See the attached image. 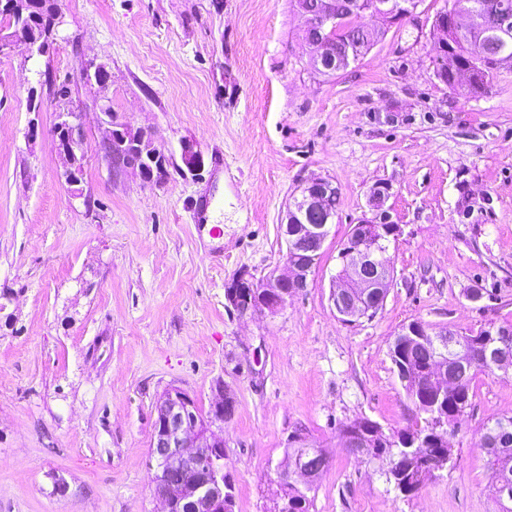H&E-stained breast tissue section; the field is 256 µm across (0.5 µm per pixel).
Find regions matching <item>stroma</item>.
<instances>
[{"label": "stroma", "instance_id": "35a3bbf8", "mask_svg": "<svg viewBox=\"0 0 512 512\" xmlns=\"http://www.w3.org/2000/svg\"><path fill=\"white\" fill-rule=\"evenodd\" d=\"M444 6L422 0L330 76L309 65L293 0H57L47 54L19 42L0 53V293L12 296L0 311V512H163L155 405L178 389L205 415L220 386L235 400L215 427L233 512H270L295 435L329 458L309 512H505L482 438L512 417V372L475 377L453 463L418 494L400 495L386 463L339 438L362 417L388 432L415 424L390 358L404 325H512V67L478 94L440 83ZM89 62L109 70L107 88L81 81ZM103 99L168 153L157 183L103 160ZM66 105L88 132L79 198L51 133ZM188 140L202 175L182 161ZM319 177L340 205L310 287L277 314L239 315L227 284L284 267L287 205ZM378 182L400 227L393 284L374 318L345 323L330 277ZM202 198L219 241L197 221Z\"/></svg>", "mask_w": 512, "mask_h": 512}]
</instances>
